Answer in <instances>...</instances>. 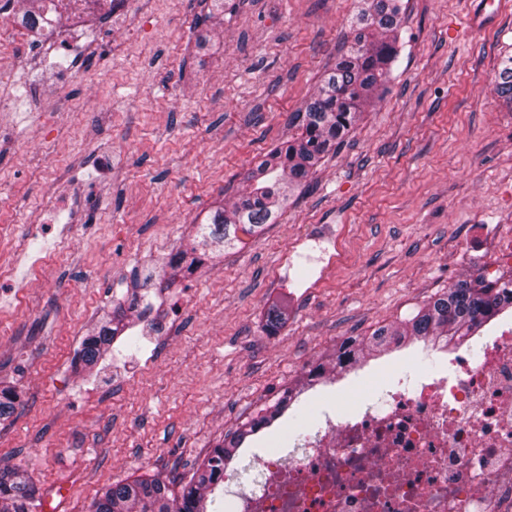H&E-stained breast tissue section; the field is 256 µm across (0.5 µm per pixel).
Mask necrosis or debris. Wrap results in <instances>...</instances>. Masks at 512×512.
<instances>
[{
  "instance_id": "4bbe7bcc",
  "label": "necrosis or debris",
  "mask_w": 512,
  "mask_h": 512,
  "mask_svg": "<svg viewBox=\"0 0 512 512\" xmlns=\"http://www.w3.org/2000/svg\"><path fill=\"white\" fill-rule=\"evenodd\" d=\"M127 0H13L0 26L11 80L28 37L72 40ZM452 358L453 376L397 379L378 404L324 413L258 464L225 512H512V327Z\"/></svg>"
}]
</instances>
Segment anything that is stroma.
I'll return each instance as SVG.
<instances>
[{
  "mask_svg": "<svg viewBox=\"0 0 512 512\" xmlns=\"http://www.w3.org/2000/svg\"><path fill=\"white\" fill-rule=\"evenodd\" d=\"M393 77L278 222L167 284L170 257L244 175L295 135L290 116L336 58L359 0H131L133 33L96 23L93 55L23 48L0 85V460L35 512H90L141 475L180 489L226 433L257 418L341 343L399 323L512 246V109L494 92L512 6L454 39L462 0H402ZM72 70L73 107L35 83ZM126 336L75 368L116 306ZM288 313L262 330L272 306ZM372 361L330 379L289 432L377 401Z\"/></svg>",
  "mask_w": 512,
  "mask_h": 512,
  "instance_id": "1",
  "label": "stroma"
}]
</instances>
